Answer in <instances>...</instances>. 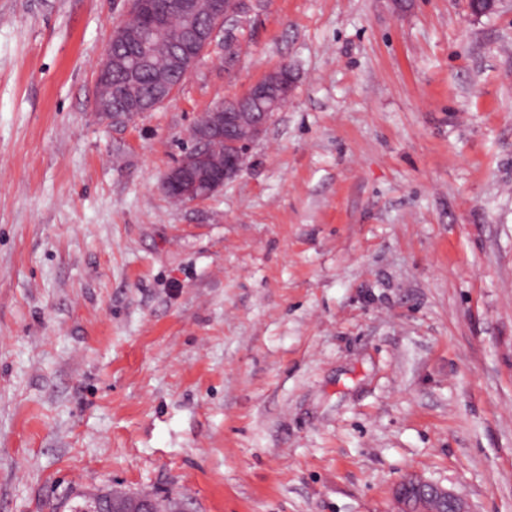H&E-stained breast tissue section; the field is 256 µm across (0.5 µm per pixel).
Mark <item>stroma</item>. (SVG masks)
I'll use <instances>...</instances> for the list:
<instances>
[{
    "label": "stroma",
    "mask_w": 512,
    "mask_h": 512,
    "mask_svg": "<svg viewBox=\"0 0 512 512\" xmlns=\"http://www.w3.org/2000/svg\"><path fill=\"white\" fill-rule=\"evenodd\" d=\"M127 0H0V512H512V0H243L172 98L100 119ZM293 94L206 200L200 113ZM394 512H471L468 502L454 491L419 476H408L394 488ZM123 497L115 491H108L96 496L109 497L112 500V509L109 504L100 498H93L86 502L83 507L78 508V512H159L156 511L153 499L146 497H132L130 499H114L112 496Z\"/></svg>",
    "instance_id": "obj_1"
}]
</instances>
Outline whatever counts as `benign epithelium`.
Instances as JSON below:
<instances>
[{"label": "benign epithelium", "instance_id": "1", "mask_svg": "<svg viewBox=\"0 0 512 512\" xmlns=\"http://www.w3.org/2000/svg\"><path fill=\"white\" fill-rule=\"evenodd\" d=\"M238 7L224 8V0H211L210 20L203 24L193 14L189 0L182 3L185 24L173 37L168 28L159 25L150 39L151 49L163 42H171L175 49L173 62L188 72L203 58L219 35L224 42H234L232 23ZM112 39L130 44L145 40L140 32L128 30L125 24L118 25ZM124 61L112 56V47L102 55L96 86L97 114L114 125H126L142 112H151L170 99L163 89L152 97L144 98L135 92V72L129 71L127 82L112 86L109 74L112 67ZM294 90L291 69L282 65L269 70L253 84L249 91L236 98L219 103L209 112H203L194 122L190 142L198 149L184 150L176 163L163 176L160 187L164 192L177 195L185 203L204 200L224 183L235 177L244 167L250 148L264 134L274 112L281 109ZM265 100L266 108L251 113L250 121L242 122L238 108L246 101ZM395 512H471L468 502L448 488L419 476H408L394 488ZM78 512H156L154 500L146 497L114 499L108 504L93 498L78 508Z\"/></svg>", "mask_w": 512, "mask_h": 512}]
</instances>
